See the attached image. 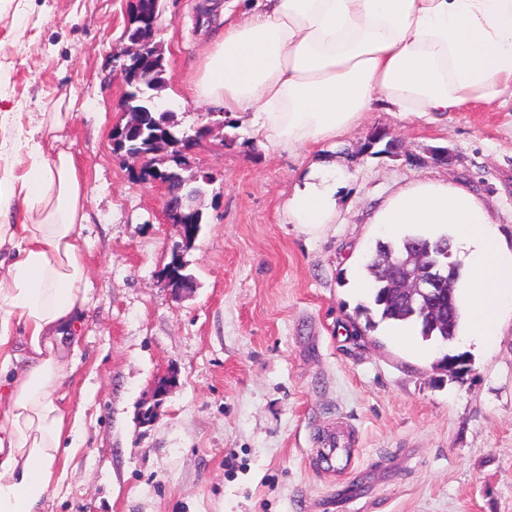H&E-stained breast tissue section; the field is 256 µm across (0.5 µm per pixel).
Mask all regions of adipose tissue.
<instances>
[{
  "label": "adipose tissue",
  "instance_id": "obj_1",
  "mask_svg": "<svg viewBox=\"0 0 512 512\" xmlns=\"http://www.w3.org/2000/svg\"><path fill=\"white\" fill-rule=\"evenodd\" d=\"M223 14L194 95L250 113L256 140L291 152L335 143L377 110L432 124L512 99V0H224ZM71 120H33L28 171L0 175V512H43L76 435L56 398L91 305L88 187L66 143ZM340 181L335 163L312 165L283 204L288 221L332 223ZM373 221L392 239L413 225L449 236L466 270L459 336L489 346L512 312V250L482 203L425 180L391 195Z\"/></svg>",
  "mask_w": 512,
  "mask_h": 512
}]
</instances>
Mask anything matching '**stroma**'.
Segmentation results:
<instances>
[{
  "label": "stroma",
  "instance_id": "stroma-1",
  "mask_svg": "<svg viewBox=\"0 0 512 512\" xmlns=\"http://www.w3.org/2000/svg\"><path fill=\"white\" fill-rule=\"evenodd\" d=\"M224 0H162L158 40L181 127L218 120L189 80ZM130 0H0V113L29 127L75 100L67 142L89 186L85 262L92 302L62 401L77 421L44 512H512V313L460 377L391 336L365 331L357 270L378 235L371 218L398 189L462 186L512 249V100L449 113L433 126L371 112L335 145L289 153L225 127L187 180L208 173L193 243L163 221L164 193L114 155L123 93L113 55ZM106 118H99V110ZM387 131L398 150L371 144ZM344 173L336 221L310 232L283 203L321 154ZM180 252L192 276L174 293L161 273ZM174 384L152 422L154 381ZM358 436L354 473L321 466L322 435Z\"/></svg>",
  "mask_w": 512,
  "mask_h": 512
}]
</instances>
